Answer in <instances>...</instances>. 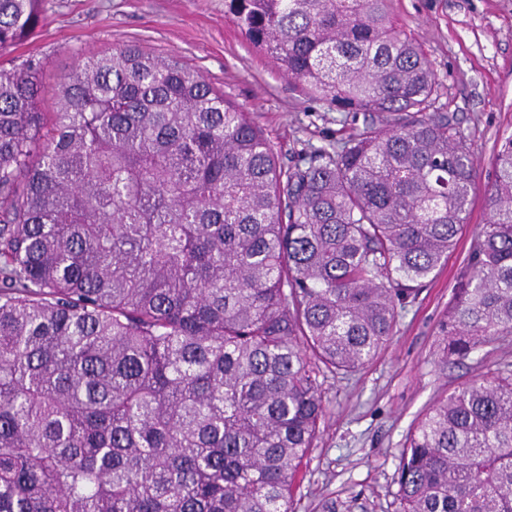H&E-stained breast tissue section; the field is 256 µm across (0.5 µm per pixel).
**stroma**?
<instances>
[{"instance_id":"obj_1","label":"stroma","mask_w":512,"mask_h":512,"mask_svg":"<svg viewBox=\"0 0 512 512\" xmlns=\"http://www.w3.org/2000/svg\"><path fill=\"white\" fill-rule=\"evenodd\" d=\"M438 83L435 106L456 113L477 168L456 249L401 313L380 353L352 376H328L324 431L294 491L296 512H399L397 472L405 437L441 395L483 373L480 353L443 364L439 321L487 221L485 186L503 137L512 135V0H392ZM199 70L250 113L285 164L362 126L306 97L224 14V0H46L43 21L16 55L42 57L43 111L83 53L126 43Z\"/></svg>"}]
</instances>
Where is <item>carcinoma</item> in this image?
I'll list each match as a JSON object with an SVG mask.
<instances>
[{
	"label": "carcinoma",
	"instance_id": "1",
	"mask_svg": "<svg viewBox=\"0 0 512 512\" xmlns=\"http://www.w3.org/2000/svg\"><path fill=\"white\" fill-rule=\"evenodd\" d=\"M44 0H0V57ZM302 92L368 118L284 165L199 70L89 52L40 111L0 64V512H294L327 374L387 344L448 259L468 137L391 0H224ZM440 324L442 362L512 336V135ZM399 512H512V366L436 401Z\"/></svg>",
	"mask_w": 512,
	"mask_h": 512
}]
</instances>
